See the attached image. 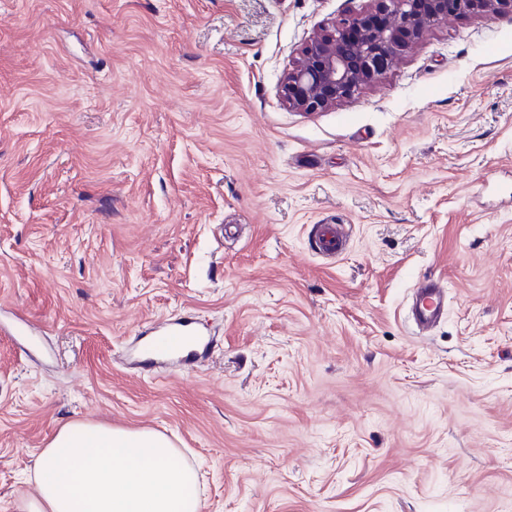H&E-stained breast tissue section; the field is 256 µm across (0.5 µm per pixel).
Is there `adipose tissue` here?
I'll use <instances>...</instances> for the list:
<instances>
[{
    "mask_svg": "<svg viewBox=\"0 0 512 512\" xmlns=\"http://www.w3.org/2000/svg\"><path fill=\"white\" fill-rule=\"evenodd\" d=\"M18 512H200L199 476L165 434L103 422L63 425L34 466Z\"/></svg>",
    "mask_w": 512,
    "mask_h": 512,
    "instance_id": "ef3b65f1",
    "label": "adipose tissue"
}]
</instances>
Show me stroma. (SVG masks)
I'll use <instances>...</instances> for the list:
<instances>
[{
	"label": "stroma",
	"mask_w": 512,
	"mask_h": 512,
	"mask_svg": "<svg viewBox=\"0 0 512 512\" xmlns=\"http://www.w3.org/2000/svg\"><path fill=\"white\" fill-rule=\"evenodd\" d=\"M370 5L0 0V512L71 420L169 435L201 512H512V14L288 107ZM186 316L210 357L140 366ZM318 250L326 255L342 254L346 246V237L341 225L323 224L318 232ZM448 301L445 285L430 278H424L413 293L410 319L418 331L428 330L444 318Z\"/></svg>",
	"instance_id": "stroma-1"
}]
</instances>
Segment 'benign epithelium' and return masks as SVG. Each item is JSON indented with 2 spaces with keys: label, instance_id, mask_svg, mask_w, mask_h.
<instances>
[{
  "label": "benign epithelium",
  "instance_id": "benign-epithelium-1",
  "mask_svg": "<svg viewBox=\"0 0 512 512\" xmlns=\"http://www.w3.org/2000/svg\"><path fill=\"white\" fill-rule=\"evenodd\" d=\"M314 37L286 73L280 94L304 112L331 108L382 81L389 65L450 16L492 18L512 0H373Z\"/></svg>",
  "mask_w": 512,
  "mask_h": 512
}]
</instances>
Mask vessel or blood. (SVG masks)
<instances>
[{"mask_svg": "<svg viewBox=\"0 0 512 512\" xmlns=\"http://www.w3.org/2000/svg\"><path fill=\"white\" fill-rule=\"evenodd\" d=\"M321 253L334 256L342 254L346 237L340 225L320 227L317 240ZM448 301L445 285L430 278L423 279L413 293L410 319L416 329L424 331L437 325L444 317ZM158 337L156 354L144 358L146 366H154L159 359L175 357L177 362L189 364L208 355L211 341L195 321L186 318L177 322L162 321L153 328Z\"/></svg>", "mask_w": 512, "mask_h": 512, "instance_id": "obj_1", "label": "vessel or blood"}]
</instances>
